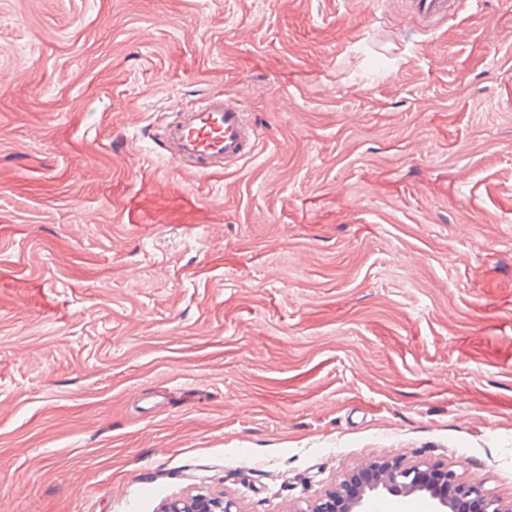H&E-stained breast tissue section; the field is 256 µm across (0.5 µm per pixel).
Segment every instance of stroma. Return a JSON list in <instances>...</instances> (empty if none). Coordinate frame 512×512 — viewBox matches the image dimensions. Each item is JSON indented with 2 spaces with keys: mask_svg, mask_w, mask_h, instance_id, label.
Listing matches in <instances>:
<instances>
[{
  "mask_svg": "<svg viewBox=\"0 0 512 512\" xmlns=\"http://www.w3.org/2000/svg\"><path fill=\"white\" fill-rule=\"evenodd\" d=\"M230 95L224 174L153 137ZM512 501V0H0V512ZM406 13L435 31L440 22L455 17L467 3L462 0H404ZM365 470L372 474L369 483L356 485L354 475H346L336 489L308 503L299 512H367L368 499L378 494L402 497L424 494L431 499L435 512L512 511L511 504L490 496L480 484L461 480L451 469L425 463L405 465L397 456L371 461Z\"/></svg>",
  "mask_w": 512,
  "mask_h": 512,
  "instance_id": "35a3bbf8",
  "label": "stroma"
}]
</instances>
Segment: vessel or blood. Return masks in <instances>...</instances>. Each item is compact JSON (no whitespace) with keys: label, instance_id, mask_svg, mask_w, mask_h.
<instances>
[{"label":"vessel or blood","instance_id":"vessel-or-blood-1","mask_svg":"<svg viewBox=\"0 0 512 512\" xmlns=\"http://www.w3.org/2000/svg\"><path fill=\"white\" fill-rule=\"evenodd\" d=\"M467 3L477 9L482 0H404L407 13L430 31L455 17ZM260 137L246 113L220 94L207 95L183 109L162 130L170 159L204 176L237 166L250 156Z\"/></svg>","mask_w":512,"mask_h":512}]
</instances>
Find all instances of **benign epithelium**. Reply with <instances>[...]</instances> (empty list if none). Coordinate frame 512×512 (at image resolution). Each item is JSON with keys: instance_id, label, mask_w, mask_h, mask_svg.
<instances>
[{"instance_id": "1", "label": "benign epithelium", "mask_w": 512, "mask_h": 512, "mask_svg": "<svg viewBox=\"0 0 512 512\" xmlns=\"http://www.w3.org/2000/svg\"><path fill=\"white\" fill-rule=\"evenodd\" d=\"M372 479L357 485L346 475L336 489L301 512H366L368 499L378 494L429 496L433 512H512V505L487 494L482 486L460 479L455 471L427 464L406 465L400 457L366 464Z\"/></svg>"}]
</instances>
